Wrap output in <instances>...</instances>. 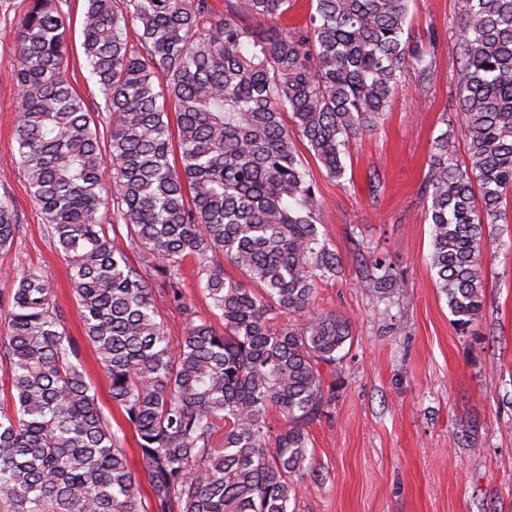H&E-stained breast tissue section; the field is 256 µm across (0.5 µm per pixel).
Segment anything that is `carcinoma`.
Wrapping results in <instances>:
<instances>
[{
    "mask_svg": "<svg viewBox=\"0 0 512 512\" xmlns=\"http://www.w3.org/2000/svg\"><path fill=\"white\" fill-rule=\"evenodd\" d=\"M86 2L81 46L109 139L101 144L67 78L60 0H30L13 46L15 162L67 258L84 338L140 467L72 360L50 281L28 268L0 335L10 396L0 402V512H294L313 467L309 428L330 405L322 367L351 338L349 318L315 308L319 282L342 268L318 230L296 139L339 179L345 141L378 125L406 69L429 84L414 0H311L291 30L280 22L295 0H225L223 11L212 0ZM455 8L459 126L432 143L425 217L437 287L464 331L483 307L486 227L512 193V0ZM106 156L113 215L161 288L111 245ZM19 233L0 198V250ZM188 264L222 329L193 321L173 349L160 305L181 303ZM396 279L377 257L361 287L385 299ZM270 409L284 421L277 433Z\"/></svg>",
    "mask_w": 512,
    "mask_h": 512,
    "instance_id": "carcinoma-1",
    "label": "carcinoma"
}]
</instances>
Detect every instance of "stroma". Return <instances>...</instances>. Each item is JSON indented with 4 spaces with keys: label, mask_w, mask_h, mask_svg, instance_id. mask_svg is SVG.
<instances>
[{
    "label": "stroma",
    "mask_w": 512,
    "mask_h": 512,
    "mask_svg": "<svg viewBox=\"0 0 512 512\" xmlns=\"http://www.w3.org/2000/svg\"><path fill=\"white\" fill-rule=\"evenodd\" d=\"M29 0H0V198L21 226L0 251V305L16 273L35 267L53 282L78 360L103 414L118 425L108 381L83 336L67 262L47 232L21 170L13 163L19 92L11 54ZM86 0H64L70 21L67 75L107 135L103 97L83 56ZM413 26L432 62L427 90L416 70L393 96L378 127L350 140L343 178L326 175L308 148L300 153L316 187L319 230L344 274L324 280L315 306L351 319L352 338L336 362L334 399L309 429L314 456L295 512H512V203L493 225L482 261V312L468 331L453 322L430 269L425 182L431 146L459 114L453 45L455 0H415ZM386 257L399 280L378 301L361 288L365 261ZM186 308L162 307L171 346L190 321L210 315L194 273L184 276Z\"/></svg>",
    "instance_id": "obj_1"
}]
</instances>
